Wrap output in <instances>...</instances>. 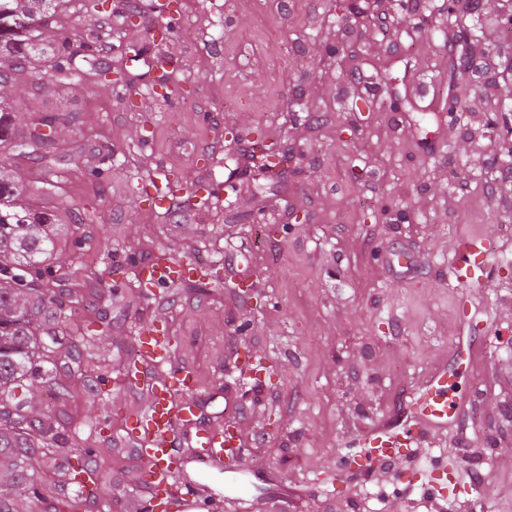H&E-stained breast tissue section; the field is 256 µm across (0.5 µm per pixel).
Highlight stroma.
<instances>
[{
    "instance_id": "obj_1",
    "label": "stroma",
    "mask_w": 512,
    "mask_h": 512,
    "mask_svg": "<svg viewBox=\"0 0 512 512\" xmlns=\"http://www.w3.org/2000/svg\"><path fill=\"white\" fill-rule=\"evenodd\" d=\"M157 0H138L142 24L125 25V0L108 20L68 0L53 37L80 50L100 33L96 59L120 60L129 86L146 91L163 56L177 58L171 87L183 101L146 96L136 107L94 80L59 83L49 56L14 82L16 122L36 112L72 113L59 127L57 176L83 250L56 247L52 266L82 270L89 297L67 312L70 325L93 321L108 381L91 389L90 365L76 363L85 342L56 335L63 392L33 384L29 419L67 409L57 429L71 448H96L112 469L100 512L143 488L144 465L130 438L148 386L128 385L140 361L138 339L159 323L174 336L199 383L196 433L239 423L248 493L234 495L233 472L205 485L229 501L224 512H425L384 481L380 464L345 466L353 440L391 425L404 403L447 372L462 407L427 445L437 465L417 456L390 465L416 490L449 485L441 470L470 455L486 473L472 498H450L449 512H512V217L489 194L499 179L478 161L495 99L468 100L448 117L452 40L438 14L447 0L413 18L381 20L372 0L361 14L336 0H181L178 34L156 42ZM481 54L489 69L512 60V0H493ZM193 29L200 37L181 39ZM262 131L286 147L282 178L261 172L246 143L224 131ZM109 141L111 157L93 150ZM100 171L91 179V171ZM221 184L211 209L134 203L149 181L175 189ZM306 214L291 222L292 211ZM496 225L489 283L466 288L451 275L459 240ZM186 258L218 278L199 288L147 296L140 269L160 253ZM248 282L253 301L237 289ZM65 482L47 456L39 496L9 489L13 512H49Z\"/></svg>"
}]
</instances>
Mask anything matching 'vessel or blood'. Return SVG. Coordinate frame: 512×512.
Here are the masks:
<instances>
[{"label":"vessel or blood","mask_w":512,"mask_h":512,"mask_svg":"<svg viewBox=\"0 0 512 512\" xmlns=\"http://www.w3.org/2000/svg\"><path fill=\"white\" fill-rule=\"evenodd\" d=\"M492 253V242L488 237L461 240L451 270L453 277L467 288L484 287ZM177 266L173 259L150 263L143 266L141 276L154 291L168 283ZM141 346L149 361L163 367L164 372L156 379L148 412L137 421L134 429L150 482V495L139 500L138 512H149L153 501L159 499L168 500L177 512H220L222 494L209 497L204 487L196 482L186 481L178 485L170 481L171 476L182 472L185 453L177 447V432L185 415L171 404L168 389L180 386L185 396L191 399L197 393V383L188 368L176 362L173 346L163 337L155 334L143 337ZM456 409L457 402L451 389L442 385L432 387L409 408L410 423L368 433L358 439L356 445L362 454L377 461L407 455L411 449L422 447L431 432L446 430L448 419ZM233 448V443L225 440L223 428L214 427L199 434L189 454L208 467L220 469L224 466L225 453Z\"/></svg>","instance_id":"b4317fda"}]
</instances>
